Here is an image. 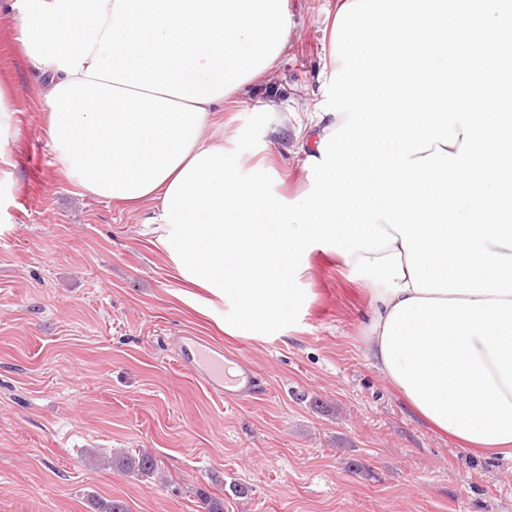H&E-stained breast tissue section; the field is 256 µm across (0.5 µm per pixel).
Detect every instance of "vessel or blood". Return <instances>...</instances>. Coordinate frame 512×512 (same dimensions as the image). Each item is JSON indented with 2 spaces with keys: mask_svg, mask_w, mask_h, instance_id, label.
<instances>
[{
  "mask_svg": "<svg viewBox=\"0 0 512 512\" xmlns=\"http://www.w3.org/2000/svg\"><path fill=\"white\" fill-rule=\"evenodd\" d=\"M174 360L218 398H231L242 403L249 401L258 391L257 379L244 362H237L236 375L226 373V356L206 339L195 335H183L178 340Z\"/></svg>",
  "mask_w": 512,
  "mask_h": 512,
  "instance_id": "obj_1",
  "label": "vessel or blood"
}]
</instances>
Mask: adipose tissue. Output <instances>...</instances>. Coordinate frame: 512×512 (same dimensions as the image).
I'll list each match as a JSON object with an SVG mask.
<instances>
[{
	"mask_svg": "<svg viewBox=\"0 0 512 512\" xmlns=\"http://www.w3.org/2000/svg\"><path fill=\"white\" fill-rule=\"evenodd\" d=\"M49 86L57 163L86 194L162 209L186 165L222 140L214 113L274 70L288 0H0ZM344 115L294 131L303 156ZM401 243L358 252L375 304L369 356L415 411L461 445L512 459V295L414 291Z\"/></svg>",
	"mask_w": 512,
	"mask_h": 512,
	"instance_id": "obj_1",
	"label": "adipose tissue"
}]
</instances>
